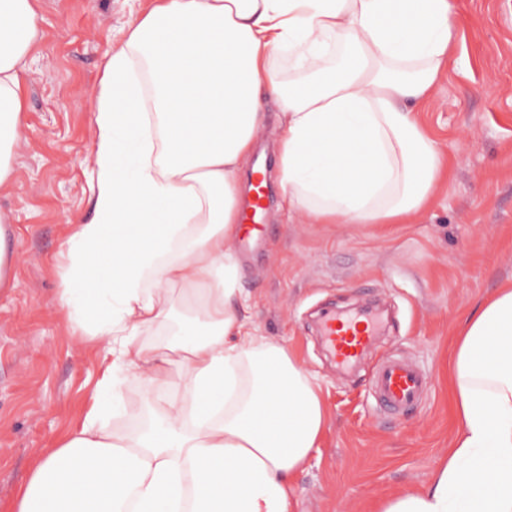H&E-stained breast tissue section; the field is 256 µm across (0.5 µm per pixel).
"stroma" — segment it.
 <instances>
[{"mask_svg":"<svg viewBox=\"0 0 512 512\" xmlns=\"http://www.w3.org/2000/svg\"><path fill=\"white\" fill-rule=\"evenodd\" d=\"M41 35L20 77L25 132L0 189V219L20 255L0 288V512H13L36 461L82 422L105 364L58 309L61 246L74 219L92 220L91 108L104 66L132 19L154 0H34ZM458 40L417 117L450 160L432 199L406 224H316L288 204L272 153L279 106L268 100L270 202L260 247L227 248L252 333L280 343L318 384L329 415L319 448L291 481L292 512H373L423 489L455 424L449 363L458 330L495 288L512 282V0H455ZM384 309L365 358L339 369L322 349L325 306ZM399 357L423 369L420 404L391 416L372 390Z\"/></svg>","mask_w":512,"mask_h":512,"instance_id":"35a3bbf8","label":"stroma"}]
</instances>
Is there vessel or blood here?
Instances as JSON below:
<instances>
[{"instance_id":"obj_1","label":"vessel or blood","mask_w":512,"mask_h":512,"mask_svg":"<svg viewBox=\"0 0 512 512\" xmlns=\"http://www.w3.org/2000/svg\"><path fill=\"white\" fill-rule=\"evenodd\" d=\"M321 330L328 350L346 365L354 363L378 335L379 322L372 316L327 312L322 316ZM372 385L387 409L401 411L423 398L428 379L414 364L392 359L378 369Z\"/></svg>"}]
</instances>
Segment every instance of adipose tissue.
Wrapping results in <instances>:
<instances>
[{"mask_svg":"<svg viewBox=\"0 0 512 512\" xmlns=\"http://www.w3.org/2000/svg\"><path fill=\"white\" fill-rule=\"evenodd\" d=\"M453 0H158L104 67L92 110L95 217L65 242L59 308L106 364L80 427L36 463L16 512H291L288 485L327 426L317 385L236 304L241 174L280 107L279 179L318 224H404L445 175L410 104L458 32ZM33 0H0V188L24 132ZM181 318H174L175 304ZM177 320L171 339L139 338ZM155 400L123 433L120 377ZM451 448L425 489L375 512H512V286L454 342Z\"/></svg>","mask_w":512,"mask_h":512,"instance_id":"ef3b65f1","label":"adipose tissue"}]
</instances>
